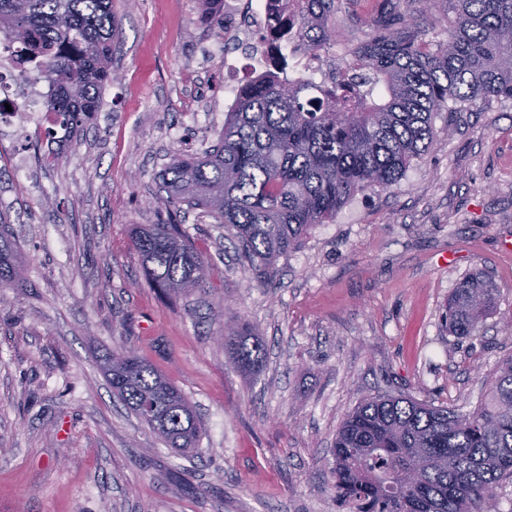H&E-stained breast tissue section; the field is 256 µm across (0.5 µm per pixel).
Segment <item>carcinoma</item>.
Wrapping results in <instances>:
<instances>
[{"instance_id":"1","label":"carcinoma","mask_w":512,"mask_h":512,"mask_svg":"<svg viewBox=\"0 0 512 512\" xmlns=\"http://www.w3.org/2000/svg\"><path fill=\"white\" fill-rule=\"evenodd\" d=\"M274 32L312 51L333 38L335 0H293ZM401 0H381L358 62L329 84L277 75L249 81L224 113L216 145L176 156L159 187L169 213L202 209L233 241L255 281L317 224L371 187L398 182L429 150L440 112L491 98L512 99V0H440L453 16L448 38H426ZM10 31L52 85L44 111L79 128L115 80L112 0H0V31ZM148 281L168 293H207L204 254L174 222L140 224L132 237ZM21 252L0 217V288H26ZM497 288L463 278L448 300V330L477 335ZM239 368L263 364L262 340L247 325L219 334ZM112 393L177 455L199 452L201 421L184 392L132 351L103 356ZM336 497L351 512H487L481 492L512 481V358L502 363L477 408L463 413L410 396L361 402L333 448Z\"/></svg>"}]
</instances>
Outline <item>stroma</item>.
<instances>
[{"label":"stroma","mask_w":512,"mask_h":512,"mask_svg":"<svg viewBox=\"0 0 512 512\" xmlns=\"http://www.w3.org/2000/svg\"><path fill=\"white\" fill-rule=\"evenodd\" d=\"M118 80L75 145L46 163L36 137L22 181L0 142V216L29 281L0 292V512H347L331 448L346 416L380 394L474 410L512 357V100L434 120L431 148L387 188L357 195L281 257L258 286L224 228L179 223L206 251L214 292L150 288L129 249L169 214L158 187L176 155L214 144L224 41L200 0H113ZM368 8L341 0L321 54L363 42ZM498 288L478 335H452L445 305L465 277ZM234 316L266 357L243 375L215 341ZM131 350L181 388L201 453L173 454L113 396L102 354Z\"/></svg>","instance_id":"35a3bbf8"}]
</instances>
